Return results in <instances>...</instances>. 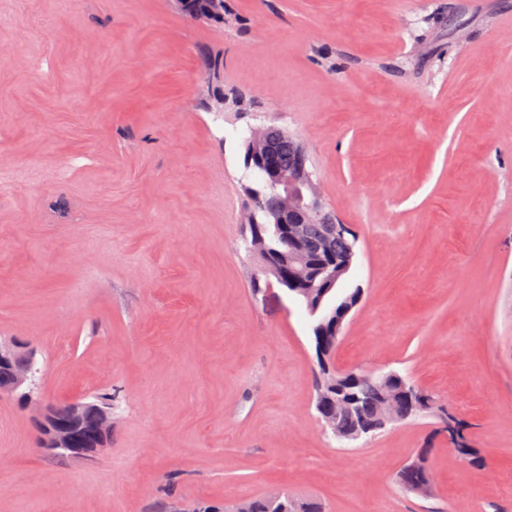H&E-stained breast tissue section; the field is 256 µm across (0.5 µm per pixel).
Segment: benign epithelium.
Wrapping results in <instances>:
<instances>
[{
  "label": "benign epithelium",
  "instance_id": "benign-epithelium-1",
  "mask_svg": "<svg viewBox=\"0 0 512 512\" xmlns=\"http://www.w3.org/2000/svg\"><path fill=\"white\" fill-rule=\"evenodd\" d=\"M291 138L288 132L281 129H265L259 135L246 140L245 165L253 169L260 180H269L278 186V190L270 202L268 211L274 223L282 225L291 239H296L301 224L324 225L325 239L343 235L348 226L331 212L311 178L307 168V153L298 147L296 164L288 173H275L265 164L264 155L279 141ZM319 277H310L301 270L290 267L281 272L279 281L288 284L292 289L321 287L319 298H324L333 288L339 274L346 265L338 259L326 254V258L318 263ZM0 370L8 372L13 382L12 392L19 395L22 401L31 398L30 388L38 370L36 354L15 343H0ZM397 395L416 405L424 399V391L416 385L401 382L398 384ZM97 429L101 442H106L112 432V402L101 401L96 404ZM42 436L38 443L40 453L55 455L61 449L68 450V459L83 462L92 459L98 452L97 448L71 447V435L68 426L60 423L47 406L42 410Z\"/></svg>",
  "mask_w": 512,
  "mask_h": 512
}]
</instances>
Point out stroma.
Here are the masks:
<instances>
[{
	"instance_id": "1",
	"label": "stroma",
	"mask_w": 512,
	"mask_h": 512,
	"mask_svg": "<svg viewBox=\"0 0 512 512\" xmlns=\"http://www.w3.org/2000/svg\"><path fill=\"white\" fill-rule=\"evenodd\" d=\"M269 125L357 239L337 367L408 378L481 464L429 414L325 431L304 305L251 288ZM0 340L36 351L42 404L115 396L88 463L0 396V512H512V0H0ZM421 452L426 497L396 484ZM182 2H190L186 6L188 11L200 15L199 18L222 21L224 19V0H185ZM464 430L465 429L461 421L453 418L452 416H448V434L456 447L457 453L464 459L475 460L478 458L476 456V450L471 448ZM321 503L311 500H298L285 491L277 500L265 497L255 498L239 504L236 511L230 512H322Z\"/></svg>"
}]
</instances>
